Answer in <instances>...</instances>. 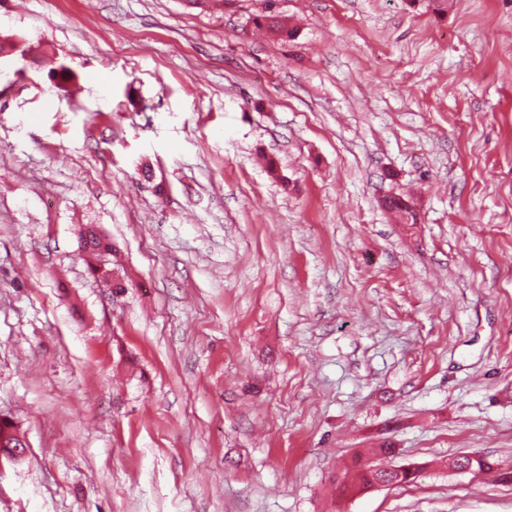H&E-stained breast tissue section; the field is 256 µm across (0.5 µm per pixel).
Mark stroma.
<instances>
[{"mask_svg": "<svg viewBox=\"0 0 512 512\" xmlns=\"http://www.w3.org/2000/svg\"><path fill=\"white\" fill-rule=\"evenodd\" d=\"M0 40V512H512L451 467L512 463V0H0ZM385 443L418 480L337 498ZM80 249L88 271L110 283L107 276L112 264L113 246L108 239L96 228L89 227L80 236ZM461 462L471 464L478 474L498 469L502 472L501 475L504 479L512 480V464L491 462L488 459L479 456H465L460 457L455 461L454 468H456Z\"/></svg>", "mask_w": 512, "mask_h": 512, "instance_id": "35a3bbf8", "label": "stroma"}]
</instances>
